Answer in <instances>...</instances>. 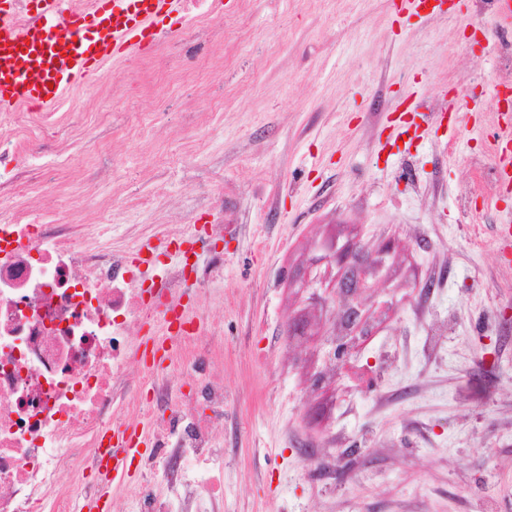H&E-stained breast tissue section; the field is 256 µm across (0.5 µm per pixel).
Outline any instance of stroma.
<instances>
[{
  "instance_id": "35a3bbf8",
  "label": "stroma",
  "mask_w": 512,
  "mask_h": 512,
  "mask_svg": "<svg viewBox=\"0 0 512 512\" xmlns=\"http://www.w3.org/2000/svg\"><path fill=\"white\" fill-rule=\"evenodd\" d=\"M201 41L223 70L158 42L102 68L57 117L60 176L40 215L76 232L112 210L128 254L223 220L185 296L205 369L164 368L195 414L224 384L216 512H512V184L498 176L496 89L512 22L492 6L400 15L396 0H223ZM414 105L402 115L399 103ZM222 111H215V104ZM105 137L110 157L86 148ZM165 190L156 207L135 199ZM224 190V214L204 207ZM383 260L343 334L323 297L330 248Z\"/></svg>"
}]
</instances>
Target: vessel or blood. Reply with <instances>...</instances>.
<instances>
[{
	"instance_id": "b4317fda",
	"label": "vessel or blood",
	"mask_w": 512,
	"mask_h": 512,
	"mask_svg": "<svg viewBox=\"0 0 512 512\" xmlns=\"http://www.w3.org/2000/svg\"><path fill=\"white\" fill-rule=\"evenodd\" d=\"M182 0H96L93 10L59 7L44 0L29 26H19L11 10L0 9V112L24 105L56 109L75 84L94 78L104 64L147 45L174 39L173 30L159 27L163 15L180 12ZM102 455L103 482L85 512L101 503L125 482L129 459L149 441L147 427L125 421L106 433Z\"/></svg>"
}]
</instances>
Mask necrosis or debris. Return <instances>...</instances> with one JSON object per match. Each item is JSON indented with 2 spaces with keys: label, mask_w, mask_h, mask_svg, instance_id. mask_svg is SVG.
<instances>
[{
  "label": "necrosis or debris",
  "mask_w": 512,
  "mask_h": 512,
  "mask_svg": "<svg viewBox=\"0 0 512 512\" xmlns=\"http://www.w3.org/2000/svg\"><path fill=\"white\" fill-rule=\"evenodd\" d=\"M48 151L32 130L31 108L0 114V512H76L61 475L96 473L118 392L148 401L157 436L134 512H209L223 484L195 481L188 466L224 455L212 434L224 416L223 384L198 387L206 412L187 419L178 387L161 383L156 368L133 380L125 370L136 342L130 324L161 310L178 322L173 358L193 349L196 319L177 296L196 251L182 248L184 260L173 267L150 261L144 282L128 279L136 257H113L103 243L109 224L99 225L91 247L72 232L68 214L46 222L17 199V187L36 192L55 182ZM26 154L37 162L30 180Z\"/></svg>",
  "instance_id": "1"
}]
</instances>
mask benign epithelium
Here are the masks:
<instances>
[{"label":"benign epithelium","instance_id":"benign-epithelium-1","mask_svg":"<svg viewBox=\"0 0 512 512\" xmlns=\"http://www.w3.org/2000/svg\"><path fill=\"white\" fill-rule=\"evenodd\" d=\"M327 261L338 267V278L327 302L349 312L352 327L359 330L364 327L366 320L363 311L356 305L357 299L361 294L377 287L372 255L360 245L356 257L333 254L327 256Z\"/></svg>","mask_w":512,"mask_h":512}]
</instances>
